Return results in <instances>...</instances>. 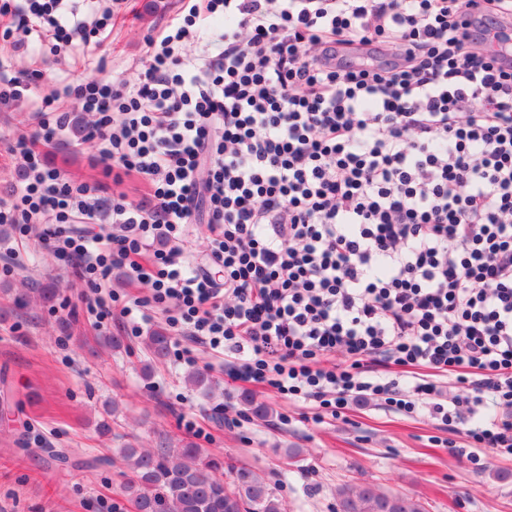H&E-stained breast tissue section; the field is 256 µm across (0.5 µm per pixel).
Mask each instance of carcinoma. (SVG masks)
Instances as JSON below:
<instances>
[{
    "label": "carcinoma",
    "instance_id": "1",
    "mask_svg": "<svg viewBox=\"0 0 512 512\" xmlns=\"http://www.w3.org/2000/svg\"><path fill=\"white\" fill-rule=\"evenodd\" d=\"M145 344L153 359L168 357L170 336L163 328L149 332ZM188 385L209 395L211 377L202 371L187 374ZM128 479L126 493L137 512H287L258 472L230 469L224 484V461L187 442L173 448L165 441L141 450L128 443L120 449ZM336 512H426L421 501L406 495H387L371 485H343L336 490Z\"/></svg>",
    "mask_w": 512,
    "mask_h": 512
}]
</instances>
